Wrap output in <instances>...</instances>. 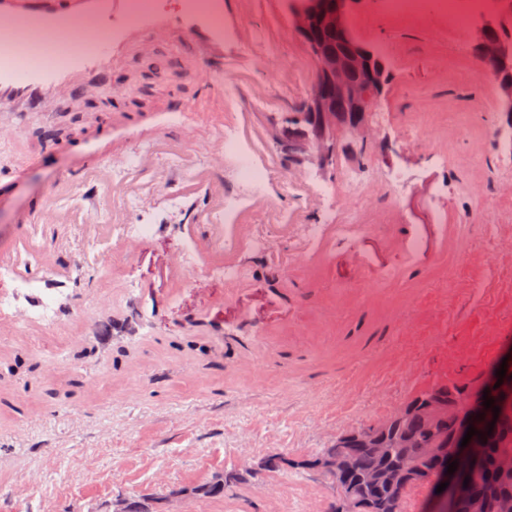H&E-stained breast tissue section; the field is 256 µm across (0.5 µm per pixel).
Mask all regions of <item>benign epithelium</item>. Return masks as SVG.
<instances>
[{
  "label": "benign epithelium",
  "mask_w": 512,
  "mask_h": 512,
  "mask_svg": "<svg viewBox=\"0 0 512 512\" xmlns=\"http://www.w3.org/2000/svg\"><path fill=\"white\" fill-rule=\"evenodd\" d=\"M368 0H296L290 28L311 52L315 64L302 114L275 129L274 138L292 167L331 170L344 154L362 160L373 138L371 114L389 82L390 63L376 48L364 41L352 24V15ZM499 21L488 15L475 24L473 45L477 59L490 69L505 126H512V42L501 37ZM483 391L434 384L416 397L421 416L428 421V435L417 442L422 452L442 462L438 474L427 482L432 488L448 483L444 491L425 501L424 512H456L460 499L470 496L463 486L465 477L480 460L470 452L472 444L460 443L467 427L479 421ZM411 416L406 403L375 425L349 429L338 436L318 456L301 463L317 470L324 479L352 472L357 467L356 449L370 448L387 457L398 441L388 437L389 428ZM455 418L457 433L441 435L444 424ZM459 462L453 474L447 466ZM413 466L381 467L368 476V483L387 489L400 498L410 485ZM344 508L341 512H375V505L361 495L358 487L340 485Z\"/></svg>",
  "instance_id": "benign-epithelium-1"
}]
</instances>
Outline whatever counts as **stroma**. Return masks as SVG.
I'll return each mask as SVG.
<instances>
[{"instance_id": "stroma-1", "label": "stroma", "mask_w": 512, "mask_h": 512, "mask_svg": "<svg viewBox=\"0 0 512 512\" xmlns=\"http://www.w3.org/2000/svg\"><path fill=\"white\" fill-rule=\"evenodd\" d=\"M236 32L208 82L189 37L150 38L116 58L111 77L88 78L39 112H14L0 169L16 180L0 196V245L26 230L45 266L78 271L81 285L44 326L0 321V359L20 357L0 384V512H107L113 499L170 512L172 491L203 484L270 455L316 456L349 428L383 420L444 381L493 390L512 373V154L494 87L471 71L473 31L452 38L426 12L396 16L381 0L357 14L359 35L391 65L365 163L339 158L324 175L292 172L273 132L302 111L313 74L292 34L287 0H224ZM215 101L193 113L212 85ZM247 123L273 168L243 187L215 125ZM237 200V221L260 247L225 258L210 243L220 223L204 208ZM40 201L64 217L22 226ZM334 209L340 224L456 227L448 265L390 285L370 306L399 336L361 367L353 388L293 378L288 337L321 298L354 287L352 236L328 237L335 256L313 279L294 275L308 225ZM152 230L124 236L122 225ZM242 271L221 274L224 263ZM427 294L423 306L412 290ZM228 336H267L255 375ZM339 496L315 472L262 470L185 512H336Z\"/></svg>"}]
</instances>
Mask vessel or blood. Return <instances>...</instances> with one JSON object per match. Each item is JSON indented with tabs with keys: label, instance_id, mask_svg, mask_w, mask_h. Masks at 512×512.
<instances>
[{
	"label": "vessel or blood",
	"instance_id": "b4317fda",
	"mask_svg": "<svg viewBox=\"0 0 512 512\" xmlns=\"http://www.w3.org/2000/svg\"><path fill=\"white\" fill-rule=\"evenodd\" d=\"M224 0H183L180 16L159 9H140L136 0H0V107L33 112L62 87H77L83 75H106L112 57L135 36L159 32H187L205 43L215 57L224 55ZM337 233L382 237L400 263L373 265L365 253L354 256L361 288H340L336 305L346 316L336 328L337 346L351 347L350 356L337 359L332 370L308 369L314 385L329 379L353 381L356 372L377 350L388 345L390 331L361 334L364 307L378 297L380 281L396 282L411 269L427 273L448 258L450 227L445 224H400L382 233L376 224H340ZM22 281L32 288V309L43 308V290L57 281L27 267Z\"/></svg>",
	"mask_w": 512,
	"mask_h": 512
}]
</instances>
